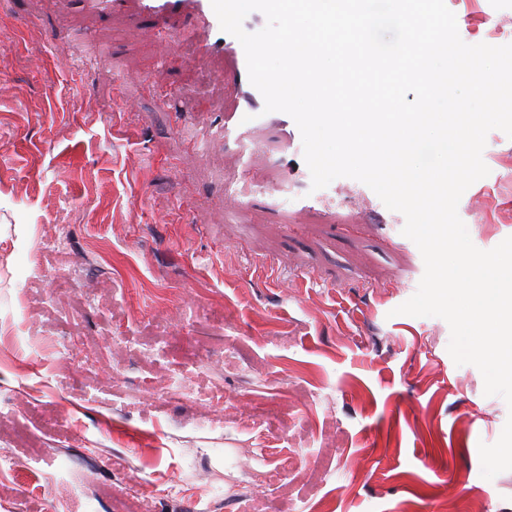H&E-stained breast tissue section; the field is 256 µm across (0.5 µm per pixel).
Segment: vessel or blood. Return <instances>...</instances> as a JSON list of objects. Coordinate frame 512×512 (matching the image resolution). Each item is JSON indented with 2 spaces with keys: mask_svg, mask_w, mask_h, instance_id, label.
<instances>
[{
  "mask_svg": "<svg viewBox=\"0 0 512 512\" xmlns=\"http://www.w3.org/2000/svg\"><path fill=\"white\" fill-rule=\"evenodd\" d=\"M92 13L103 17L130 15L149 29L152 34L171 40L177 37L196 36L193 65L219 63L220 68L211 73L207 82L180 89L183 112H190L193 104L209 96L214 87L230 88L237 105L225 113L222 128L239 133L240 137L253 136L255 131L273 134L275 145L272 156L281 171L290 165L304 167L299 158L300 131L294 120L282 112L264 113V100L250 83L246 56L240 42L222 31L212 8L211 0H83Z\"/></svg>",
  "mask_w": 512,
  "mask_h": 512,
  "instance_id": "obj_1",
  "label": "vessel or blood"
}]
</instances>
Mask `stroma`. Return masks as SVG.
Masks as SVG:
<instances>
[{"label":"stroma","instance_id":"obj_1","mask_svg":"<svg viewBox=\"0 0 512 512\" xmlns=\"http://www.w3.org/2000/svg\"><path fill=\"white\" fill-rule=\"evenodd\" d=\"M445 2L465 43H512V0ZM188 52L0 0V512H512L479 457L512 409L445 320L395 312L424 274L404 216L282 179L209 103L208 142L180 135L159 96ZM483 158L458 214L489 250L512 139Z\"/></svg>","mask_w":512,"mask_h":512}]
</instances>
